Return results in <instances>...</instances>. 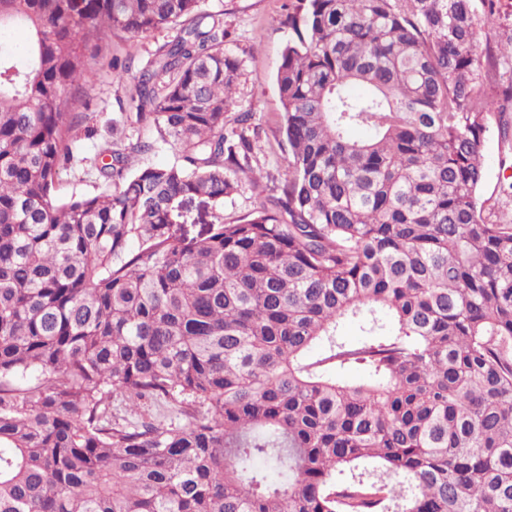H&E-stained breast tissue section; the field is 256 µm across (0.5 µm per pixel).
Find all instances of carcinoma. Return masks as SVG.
<instances>
[{
    "label": "carcinoma",
    "mask_w": 512,
    "mask_h": 512,
    "mask_svg": "<svg viewBox=\"0 0 512 512\" xmlns=\"http://www.w3.org/2000/svg\"><path fill=\"white\" fill-rule=\"evenodd\" d=\"M293 2L279 195L226 224L254 145L224 14L0 0V512H512V224L480 197L502 0ZM169 24L112 63L105 189L57 198L98 42ZM142 127L182 164L132 169ZM486 33V36L485 34ZM512 35V16L507 19L506 17H502L496 22L489 24L485 27L484 32L482 33L481 38V46L480 48L484 51L486 48V40L487 43H490L491 46H496L498 41H506ZM176 32V29L164 28L149 39H130L121 33H108L103 36V44L109 45L110 55L108 59L113 56L123 60L127 56H134L136 60L146 61L149 52L154 50L156 45L172 39Z\"/></svg>",
    "instance_id": "obj_1"
}]
</instances>
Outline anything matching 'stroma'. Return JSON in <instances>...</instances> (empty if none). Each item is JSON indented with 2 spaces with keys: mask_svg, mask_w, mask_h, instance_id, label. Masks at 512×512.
Here are the masks:
<instances>
[{
  "mask_svg": "<svg viewBox=\"0 0 512 512\" xmlns=\"http://www.w3.org/2000/svg\"><path fill=\"white\" fill-rule=\"evenodd\" d=\"M203 11L224 16L229 48L243 61L244 75L237 90L240 109L252 112V125L261 145L256 154L260 168L258 179H243L237 192L224 200L225 221H235L249 214L269 196L275 195L281 180L286 154L280 144L278 125L281 103L275 73L282 50L289 38L280 19L288 12V0H202ZM175 31L165 28L147 39H131L115 33L105 35L111 56H129L147 60L156 45L172 39ZM123 97L120 84L113 82L111 69H104L85 92V112L94 114L95 132L81 136L73 165L58 184L61 196L96 192L102 181L90 169L87 160L94 157L101 143L112 136V123L120 119L119 101ZM487 177L482 188L484 217L512 223V163L501 165L504 146L497 130H490L484 144Z\"/></svg>",
  "mask_w": 512,
  "mask_h": 512,
  "instance_id": "35a3bbf8",
  "label": "stroma"
}]
</instances>
